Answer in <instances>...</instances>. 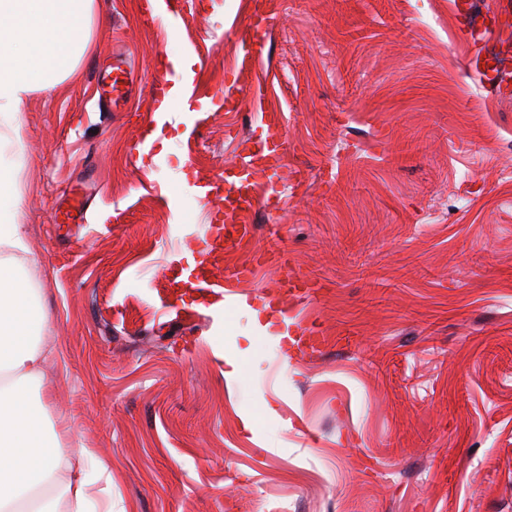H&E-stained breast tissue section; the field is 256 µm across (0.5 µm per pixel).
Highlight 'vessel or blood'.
I'll return each instance as SVG.
<instances>
[{"instance_id": "b4317fda", "label": "vessel or blood", "mask_w": 512, "mask_h": 512, "mask_svg": "<svg viewBox=\"0 0 512 512\" xmlns=\"http://www.w3.org/2000/svg\"><path fill=\"white\" fill-rule=\"evenodd\" d=\"M264 0H254L248 24L249 36L241 42L243 65L264 69V48L270 33V20L263 10ZM453 16L466 46V69L478 73L482 84L500 100L512 99V37L503 35L505 21L512 19V0H500L495 12L484 11L479 0H452ZM267 86L257 81L249 95L251 112L265 131L264 149L253 152L242 149L238 164L225 167L211 182L200 187L199 199L206 206L204 230L192 239V263H185L181 248H174L164 265L165 270L180 271L186 290L204 296L236 300L239 284L251 279L249 267L225 270L223 276H213L211 267L223 249L251 240L255 227L242 223V215L256 214L271 204V189L284 175L275 160L285 143V128L277 113L266 105ZM242 97L239 88L224 82L212 95L215 105L224 111H234ZM281 287L289 289L299 302L310 300L311 283L299 272L288 267L287 249L273 254ZM290 327L295 333L291 359L302 360L310 345L317 343L316 330L305 315L289 312Z\"/></svg>"}]
</instances>
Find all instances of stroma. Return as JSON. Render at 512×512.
Masks as SVG:
<instances>
[{"instance_id": "1", "label": "stroma", "mask_w": 512, "mask_h": 512, "mask_svg": "<svg viewBox=\"0 0 512 512\" xmlns=\"http://www.w3.org/2000/svg\"><path fill=\"white\" fill-rule=\"evenodd\" d=\"M450 2L267 0L287 181L224 261L284 247L317 283L320 348L296 364L253 318L273 267L221 305L164 269L251 132L248 106L210 99L257 79L238 63L250 0H168L169 24L95 0L75 76L0 126L49 319L43 396L61 448L110 457L112 512H512V103L464 68ZM179 54L205 61L198 112L161 123L150 82L181 83ZM117 55L132 90L112 111ZM212 100L224 112H232L241 101L240 89L235 84L224 81V84L213 93Z\"/></svg>"}]
</instances>
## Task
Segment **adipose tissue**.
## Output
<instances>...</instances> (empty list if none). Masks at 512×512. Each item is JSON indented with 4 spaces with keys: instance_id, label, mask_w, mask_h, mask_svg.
Returning a JSON list of instances; mask_svg holds the SVG:
<instances>
[{
    "instance_id": "1",
    "label": "adipose tissue",
    "mask_w": 512,
    "mask_h": 512,
    "mask_svg": "<svg viewBox=\"0 0 512 512\" xmlns=\"http://www.w3.org/2000/svg\"><path fill=\"white\" fill-rule=\"evenodd\" d=\"M94 0H0V124L16 121L30 93L72 77L89 46ZM20 194L0 156V512H112V464L98 449L59 448V433L41 395L50 354L43 342L48 317L14 260L26 251L16 221ZM39 452L37 467L18 466L21 452ZM92 462L87 477L84 462ZM59 497H51V489Z\"/></svg>"
}]
</instances>
